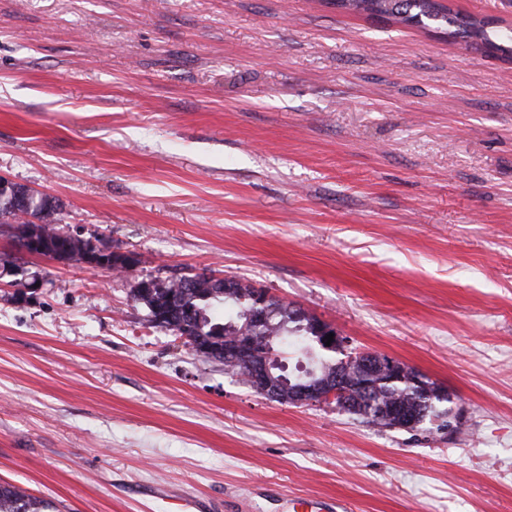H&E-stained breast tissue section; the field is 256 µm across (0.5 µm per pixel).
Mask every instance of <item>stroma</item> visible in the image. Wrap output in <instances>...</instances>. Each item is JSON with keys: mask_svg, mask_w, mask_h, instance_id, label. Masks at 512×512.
Wrapping results in <instances>:
<instances>
[{"mask_svg": "<svg viewBox=\"0 0 512 512\" xmlns=\"http://www.w3.org/2000/svg\"><path fill=\"white\" fill-rule=\"evenodd\" d=\"M1 176L136 265L0 224V480L60 512H512L511 59L329 0H0ZM202 270L444 386L463 425L255 394L132 298ZM291 512H347L348 504L341 500H322L313 498L291 499Z\"/></svg>", "mask_w": 512, "mask_h": 512, "instance_id": "35a3bbf8", "label": "stroma"}]
</instances>
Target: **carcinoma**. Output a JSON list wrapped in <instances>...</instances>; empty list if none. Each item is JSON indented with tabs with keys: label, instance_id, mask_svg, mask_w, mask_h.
Listing matches in <instances>:
<instances>
[{
	"label": "carcinoma",
	"instance_id": "1",
	"mask_svg": "<svg viewBox=\"0 0 512 512\" xmlns=\"http://www.w3.org/2000/svg\"><path fill=\"white\" fill-rule=\"evenodd\" d=\"M343 10L363 14L379 21L401 25H416L445 29L452 38L470 45H478L488 53L512 55V31H490L492 22L454 13L437 0H331ZM23 195L0 194V224H26L38 228L49 253L64 256L69 261L82 260L81 246L60 233L57 223L60 204L51 196L21 187ZM154 297L160 301L173 295L172 320L152 325L179 335L180 324L188 327V335L213 339L209 352L195 355L224 366V373L238 377L243 384L250 383L253 367L266 360L276 366V377L286 379L279 387L274 401L294 405L297 388L307 382L321 385L331 377L345 374L351 383V407L345 412L362 423L381 429L423 431L445 434L448 426V404L452 400L441 386L430 381L406 365L392 371L387 357L375 360L371 366L351 361V356L335 358L309 341L314 335V317L275 300L269 304L266 323L250 322V293L252 285L232 279L226 287L224 280H189L183 276L170 280L152 279ZM240 336L252 341L250 359L224 355V348L234 344ZM290 345L305 357L307 364L295 376L286 373L279 360L283 349ZM379 400L387 408L399 413H378L370 408L368 400ZM0 512H58L53 501L35 496L28 490L9 482H0Z\"/></svg>",
	"mask_w": 512,
	"mask_h": 512
}]
</instances>
